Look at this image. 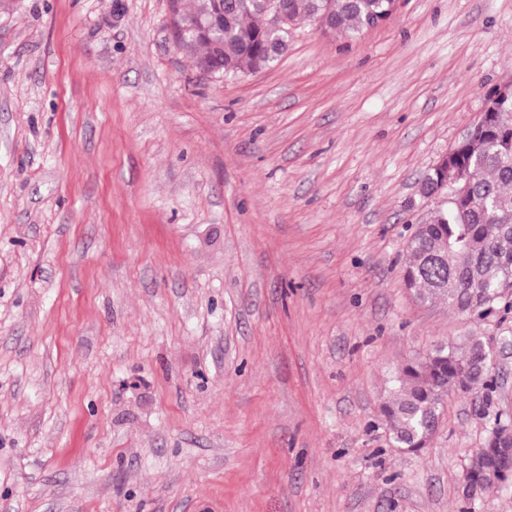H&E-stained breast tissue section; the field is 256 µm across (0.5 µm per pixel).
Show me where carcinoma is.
<instances>
[{
  "mask_svg": "<svg viewBox=\"0 0 512 512\" xmlns=\"http://www.w3.org/2000/svg\"><path fill=\"white\" fill-rule=\"evenodd\" d=\"M172 0L179 20L204 18L224 6L222 29L191 33L178 40L196 65L206 61L226 75L257 72L285 52L290 28L319 17L324 28L355 38L388 21L396 0H284L288 23L269 26L266 0H194L185 11ZM467 194L437 208L413 233L403 274L405 288L420 305L442 301L457 315L485 320L512 310V97L490 112L485 130L460 142L448 160L431 167L419 192L432 196L460 171ZM489 352L476 336L460 344H440L397 369L382 414L396 447L418 453L434 436L445 401L477 388L495 391L488 377ZM462 499L490 489L512 487V416L489 420L482 447L469 458Z\"/></svg>",
  "mask_w": 512,
  "mask_h": 512,
  "instance_id": "cac0c4a2",
  "label": "carcinoma"
}]
</instances>
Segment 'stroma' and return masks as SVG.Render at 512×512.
Wrapping results in <instances>:
<instances>
[{"instance_id":"35a3bbf8","label":"stroma","mask_w":512,"mask_h":512,"mask_svg":"<svg viewBox=\"0 0 512 512\" xmlns=\"http://www.w3.org/2000/svg\"><path fill=\"white\" fill-rule=\"evenodd\" d=\"M510 79L512 0L300 21L235 76L178 48L170 0L0 10V512H512L460 496L512 413V312L402 280L420 178ZM468 335L496 393L395 448L391 375Z\"/></svg>"}]
</instances>
